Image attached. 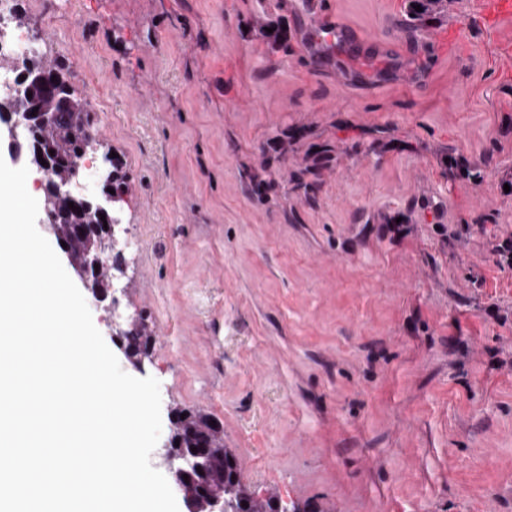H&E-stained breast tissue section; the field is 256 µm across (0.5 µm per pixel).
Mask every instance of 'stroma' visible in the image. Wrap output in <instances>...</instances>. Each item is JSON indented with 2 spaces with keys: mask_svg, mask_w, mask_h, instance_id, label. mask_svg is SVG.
<instances>
[{
  "mask_svg": "<svg viewBox=\"0 0 512 512\" xmlns=\"http://www.w3.org/2000/svg\"><path fill=\"white\" fill-rule=\"evenodd\" d=\"M381 35L407 0H329ZM453 0L467 61L363 94L299 40L245 32L288 0H24L29 35L70 63L129 192L115 234L145 317L162 410L222 426L242 483L310 512H512V23ZM301 129L303 138L290 139ZM386 138L358 150L371 130ZM282 143L264 195L273 140ZM329 149L315 205L289 183ZM486 158L482 182L448 158Z\"/></svg>",
  "mask_w": 512,
  "mask_h": 512,
  "instance_id": "1",
  "label": "stroma"
}]
</instances>
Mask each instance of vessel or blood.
<instances>
[{"mask_svg":"<svg viewBox=\"0 0 512 512\" xmlns=\"http://www.w3.org/2000/svg\"><path fill=\"white\" fill-rule=\"evenodd\" d=\"M290 4L304 20L299 35L309 44L312 59L335 70L343 80L356 83L364 91L382 82L383 77L354 74L347 66L349 60L388 59L400 50L411 56L418 54L420 49H427L429 65L413 79L414 85L420 87L430 81L435 66L441 64L446 54L459 56L463 53L458 31L454 28L436 30L419 39L405 37L403 45L398 47L389 40L356 33L337 19L328 0H290Z\"/></svg>","mask_w":512,"mask_h":512,"instance_id":"1","label":"vessel or blood"}]
</instances>
